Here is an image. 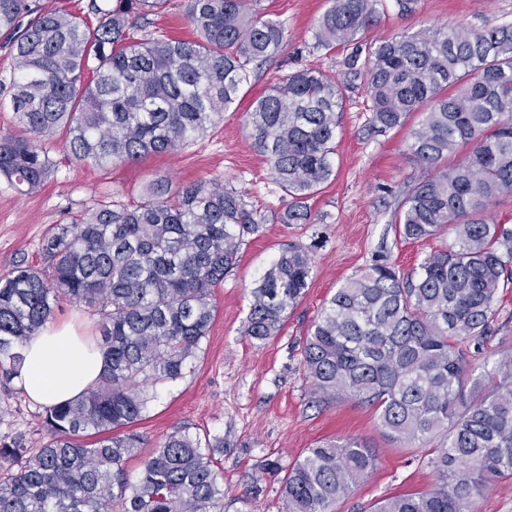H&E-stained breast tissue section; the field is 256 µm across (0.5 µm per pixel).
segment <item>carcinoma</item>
I'll return each instance as SVG.
<instances>
[{
	"label": "carcinoma",
	"instance_id": "1",
	"mask_svg": "<svg viewBox=\"0 0 512 512\" xmlns=\"http://www.w3.org/2000/svg\"><path fill=\"white\" fill-rule=\"evenodd\" d=\"M168 2L89 0L98 19L90 29L35 0H0V31L12 35L18 70L12 109L27 133L0 132V177L18 193L44 186L54 162L37 142L58 135L70 159L100 167L176 150L235 104L253 64L282 51L284 25L258 0H186L194 37L144 33ZM383 16V0H331L315 39L348 51L344 80L315 68L289 72L254 98L246 125L291 199L279 222L303 224L308 201L333 176L352 81L364 80L378 132L424 114L406 147L426 174L398 199L395 232L404 241L447 232L454 240L406 276L382 261L348 278L311 326L303 369L324 400L374 407L398 440L448 433L431 460L432 486L386 498L375 512H470L474 497L512 474V354L491 370L475 364L499 290L512 288V226L489 213L512 192V23L367 38ZM463 147L465 158L448 165ZM264 224L244 194L217 180L174 189L157 181L136 205L100 201L55 225L42 241L43 268L23 259L0 279L6 380L63 297L98 315L106 356L96 387L49 408L41 448H0V512H224L214 469L224 438L203 440L185 426L146 451L130 427L153 398L145 385L183 377L210 331L213 289ZM312 270L307 250L283 249L251 291L245 335H277ZM375 461L357 438L307 449L286 475L287 512H330Z\"/></svg>",
	"mask_w": 512,
	"mask_h": 512
}]
</instances>
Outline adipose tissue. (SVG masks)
Wrapping results in <instances>:
<instances>
[{"label":"adipose tissue","instance_id":"1","mask_svg":"<svg viewBox=\"0 0 512 512\" xmlns=\"http://www.w3.org/2000/svg\"><path fill=\"white\" fill-rule=\"evenodd\" d=\"M15 384L33 402L55 406L78 399L104 370V354L71 322L48 327L22 348Z\"/></svg>","mask_w":512,"mask_h":512}]
</instances>
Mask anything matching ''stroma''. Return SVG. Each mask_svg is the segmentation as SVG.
<instances>
[{"label": "stroma", "mask_w": 512, "mask_h": 512, "mask_svg": "<svg viewBox=\"0 0 512 512\" xmlns=\"http://www.w3.org/2000/svg\"><path fill=\"white\" fill-rule=\"evenodd\" d=\"M328 0H260L269 18L285 26L283 50L254 70L224 119L192 144L172 153L152 154L136 162L107 167L68 161L63 137L47 142L55 168L36 194L22 195L0 178V277L19 260L40 262L39 247L57 224H68L96 202L136 203L158 180L181 185L218 180L241 191L251 208L266 215L259 235L249 237L237 267L215 288L214 320L184 377L157 385L142 421L135 426L148 444H156L181 426L191 434L224 439L216 469L224 482L226 512H286L283 480L296 460L316 442L356 437L373 449L372 474L331 512H373L381 500L421 492L433 479L430 460L443 435L427 443L394 439L372 408L344 396L320 402L302 366L309 330L322 306L349 277L386 259L401 273L443 239L404 243L394 233L395 200L423 170L406 152L410 130L422 113L411 114L404 127L384 133L369 129L368 95L362 81L346 93L336 133L334 175L310 202L306 224H282L275 217L288 198L275 183L265 157L245 126L252 100L281 75L310 66L332 79L342 78L346 53L317 47V21ZM512 22V0H419L415 13L401 14L395 0H385L382 22L370 38L422 28L462 23L475 29ZM15 60L0 37V131L21 126L10 96ZM306 248L314 267L301 302L289 311L278 336L264 342L244 334L251 290L279 252ZM493 337L479 356L488 367L512 352V288L498 296ZM45 406L18 388L0 387V445L21 443L34 450L47 440Z\"/></svg>", "instance_id": "1"}]
</instances>
